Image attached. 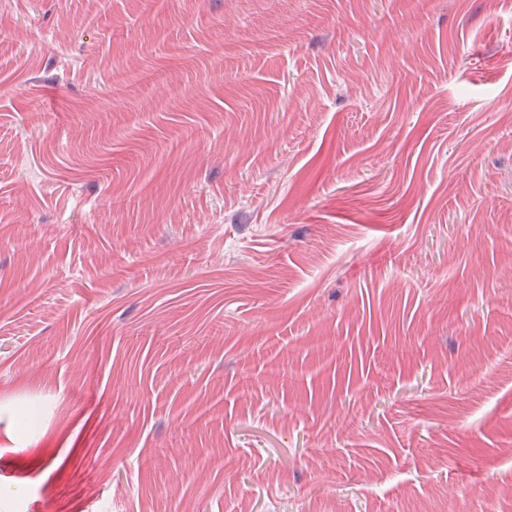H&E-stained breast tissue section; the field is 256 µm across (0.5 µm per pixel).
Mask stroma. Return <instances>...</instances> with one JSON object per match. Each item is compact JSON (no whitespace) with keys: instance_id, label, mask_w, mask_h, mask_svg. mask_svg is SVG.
<instances>
[{"instance_id":"obj_1","label":"stroma","mask_w":512,"mask_h":512,"mask_svg":"<svg viewBox=\"0 0 512 512\" xmlns=\"http://www.w3.org/2000/svg\"><path fill=\"white\" fill-rule=\"evenodd\" d=\"M0 512H512V0H0Z\"/></svg>"}]
</instances>
